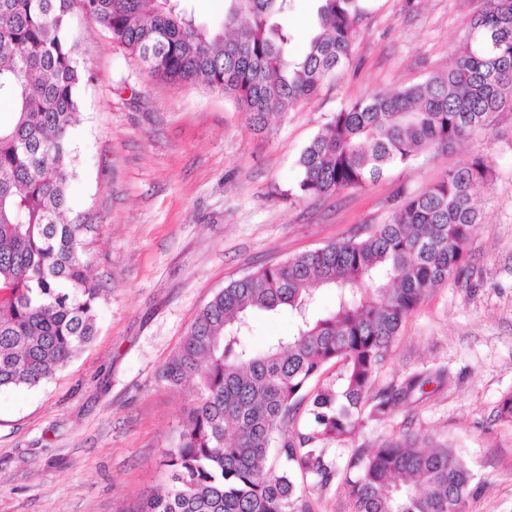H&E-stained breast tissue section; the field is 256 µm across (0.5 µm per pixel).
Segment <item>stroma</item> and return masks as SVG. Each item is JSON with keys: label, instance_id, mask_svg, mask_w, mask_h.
I'll return each instance as SVG.
<instances>
[{"label": "stroma", "instance_id": "obj_1", "mask_svg": "<svg viewBox=\"0 0 512 512\" xmlns=\"http://www.w3.org/2000/svg\"><path fill=\"white\" fill-rule=\"evenodd\" d=\"M485 0H368L349 62L311 99L255 131L246 112L203 84L151 78L75 0L69 37L90 74L71 130L67 219L103 288L89 345L48 381L0 390V512H139L165 484L194 385L158 369L195 315L230 281L387 223L404 197L483 155L494 162L460 278L433 288L406 319L381 386L443 373L420 402L365 420L375 446L403 433L450 443L466 461L464 512H512V110L448 149L420 153L376 182L297 198L296 160L333 112L425 82L453 62ZM300 55L316 0L284 20Z\"/></svg>", "mask_w": 512, "mask_h": 512}]
</instances>
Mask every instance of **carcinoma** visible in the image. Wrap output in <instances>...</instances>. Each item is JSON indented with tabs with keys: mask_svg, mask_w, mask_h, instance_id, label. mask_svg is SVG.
I'll return each mask as SVG.
<instances>
[{
	"mask_svg": "<svg viewBox=\"0 0 512 512\" xmlns=\"http://www.w3.org/2000/svg\"><path fill=\"white\" fill-rule=\"evenodd\" d=\"M316 2L307 50L290 59L291 33L272 21L290 0H225L212 24L196 22L185 0H82L151 77L206 84L257 131L349 60L365 0ZM71 4L0 0V103L10 107L0 122V389L40 385L95 333L102 288L80 251L85 225L63 220L69 135L87 77L68 38ZM506 109L512 0H486L446 71L333 113L297 160L298 197L376 181ZM492 174L477 156L406 198L367 236L264 265L217 291L162 366L168 386L191 382L196 396L165 453L170 481L141 512H312L299 476L320 491L340 480L354 512H462L472 475L451 445L410 433L375 448L357 439L364 419L423 390L420 374L378 389L376 374L425 293L460 273L480 219L474 191ZM323 289L335 294L328 311L318 305ZM255 312H286L293 329L255 349L241 336ZM328 364L338 377L321 381ZM332 443L351 448L341 472L326 461Z\"/></svg>",
	"mask_w": 512,
	"mask_h": 512,
	"instance_id": "obj_1",
	"label": "carcinoma"
}]
</instances>
